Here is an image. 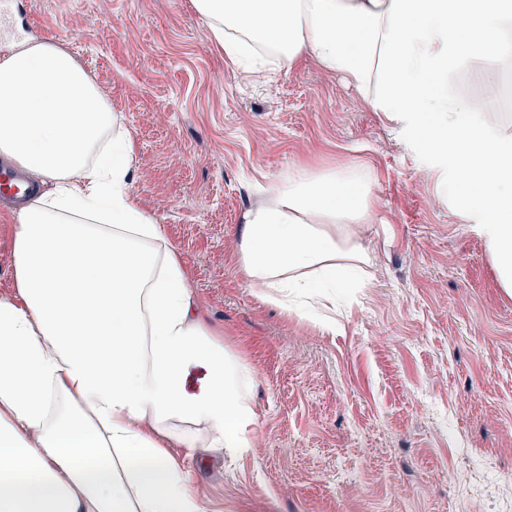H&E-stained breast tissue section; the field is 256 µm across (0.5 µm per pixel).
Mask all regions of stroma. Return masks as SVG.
Masks as SVG:
<instances>
[{
    "label": "stroma",
    "mask_w": 512,
    "mask_h": 512,
    "mask_svg": "<svg viewBox=\"0 0 512 512\" xmlns=\"http://www.w3.org/2000/svg\"><path fill=\"white\" fill-rule=\"evenodd\" d=\"M66 49L136 145L131 187L209 323L256 374L254 443L185 456L209 512H512V297L446 163L305 59L232 72L191 0H0V42ZM367 164V287L336 328L262 301L245 210L289 167Z\"/></svg>",
    "instance_id": "35a3bbf8"
}]
</instances>
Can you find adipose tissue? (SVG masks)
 Listing matches in <instances>:
<instances>
[{
	"instance_id": "1",
	"label": "adipose tissue",
	"mask_w": 512,
	"mask_h": 512,
	"mask_svg": "<svg viewBox=\"0 0 512 512\" xmlns=\"http://www.w3.org/2000/svg\"><path fill=\"white\" fill-rule=\"evenodd\" d=\"M230 69L313 59L448 165L444 189L512 294V0H192ZM0 155L45 191L14 212L0 297V512H207L176 455L251 447L255 372L200 312L131 190L135 144L58 45L0 56ZM363 164L294 166L248 209L240 272L314 309L364 284L351 230L377 220ZM201 371L191 386L193 371Z\"/></svg>"
}]
</instances>
